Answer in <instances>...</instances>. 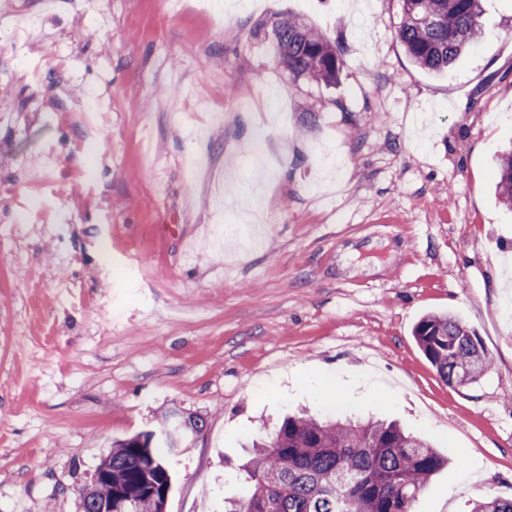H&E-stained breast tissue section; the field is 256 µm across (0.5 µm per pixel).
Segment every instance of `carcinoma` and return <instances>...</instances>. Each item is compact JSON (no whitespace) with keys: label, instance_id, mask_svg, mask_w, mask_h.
Returning a JSON list of instances; mask_svg holds the SVG:
<instances>
[{"label":"carcinoma","instance_id":"1","mask_svg":"<svg viewBox=\"0 0 512 512\" xmlns=\"http://www.w3.org/2000/svg\"><path fill=\"white\" fill-rule=\"evenodd\" d=\"M397 32L412 62L444 73L483 37L481 0H401ZM276 53L295 78L336 83L342 47L296 18L273 23ZM498 198L512 208V147L497 156ZM426 358L449 384H472L490 359L477 334L446 314H427L414 329ZM172 435L147 430L120 440L98 465L96 492L77 491L80 512H100L112 497L116 512H165L173 475L166 455ZM448 459L393 422L318 421L288 415L252 443L245 469L253 486L225 512H413L412 504ZM470 512H512V498L487 497Z\"/></svg>","mask_w":512,"mask_h":512}]
</instances>
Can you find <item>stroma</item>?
<instances>
[{"mask_svg": "<svg viewBox=\"0 0 512 512\" xmlns=\"http://www.w3.org/2000/svg\"><path fill=\"white\" fill-rule=\"evenodd\" d=\"M482 7L443 76L400 0L0 8V512H79L73 486L170 410L205 429L167 457L166 512L245 496L246 445L297 408L460 458L415 512L512 497V0ZM288 15L343 46L336 84L278 62ZM428 313L481 337L479 382L424 356ZM498 198L512 209V144L504 148L497 156Z\"/></svg>", "mask_w": 512, "mask_h": 512, "instance_id": "35a3bbf8", "label": "stroma"}]
</instances>
